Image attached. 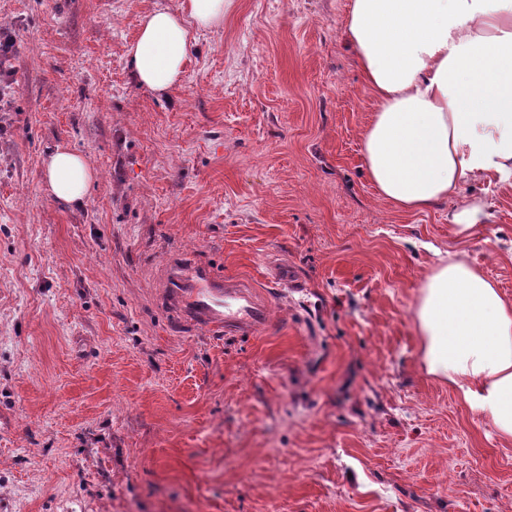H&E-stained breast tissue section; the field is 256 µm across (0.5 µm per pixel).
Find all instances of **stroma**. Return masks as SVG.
<instances>
[{
	"label": "stroma",
	"mask_w": 512,
	"mask_h": 512,
	"mask_svg": "<svg viewBox=\"0 0 512 512\" xmlns=\"http://www.w3.org/2000/svg\"><path fill=\"white\" fill-rule=\"evenodd\" d=\"M180 3L0 0V512H512V442L425 373L414 322L445 251L512 299V187H472L492 217L463 237L378 196L349 0H233L177 87H137L142 16ZM58 145L97 174L84 205L44 189ZM180 257L269 327L190 321Z\"/></svg>",
	"instance_id": "obj_1"
}]
</instances>
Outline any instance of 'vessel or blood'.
Listing matches in <instances>:
<instances>
[{"label": "vessel or blood", "mask_w": 512, "mask_h": 512, "mask_svg": "<svg viewBox=\"0 0 512 512\" xmlns=\"http://www.w3.org/2000/svg\"><path fill=\"white\" fill-rule=\"evenodd\" d=\"M168 286L192 320L205 323L215 332L251 334L269 323L266 305L244 285L215 275L195 260L173 263Z\"/></svg>", "instance_id": "b4317fda"}]
</instances>
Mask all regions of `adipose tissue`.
I'll use <instances>...</instances> for the list:
<instances>
[{"label":"adipose tissue","instance_id":"obj_1","mask_svg":"<svg viewBox=\"0 0 512 512\" xmlns=\"http://www.w3.org/2000/svg\"><path fill=\"white\" fill-rule=\"evenodd\" d=\"M231 0L155 8L128 46L137 87L165 95L200 32L224 25ZM344 32L375 98L363 156L396 208L444 205L452 233L491 214L472 185L512 186V0H350ZM44 188L83 205L95 172L67 146L44 161ZM414 321L426 373L512 440V301L461 255H444L418 290Z\"/></svg>","mask_w":512,"mask_h":512}]
</instances>
